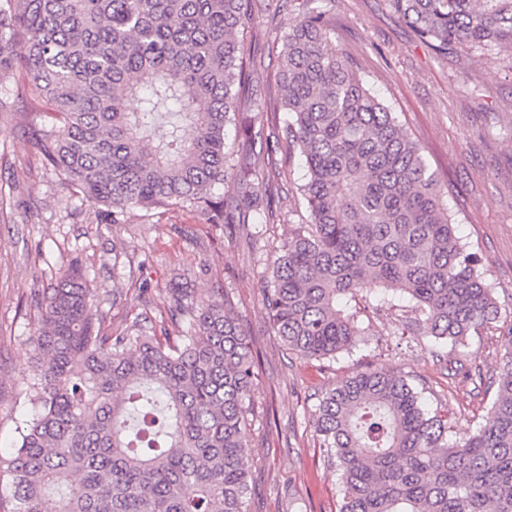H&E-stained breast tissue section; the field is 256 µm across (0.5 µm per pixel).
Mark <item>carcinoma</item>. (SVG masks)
<instances>
[{
  "mask_svg": "<svg viewBox=\"0 0 512 512\" xmlns=\"http://www.w3.org/2000/svg\"><path fill=\"white\" fill-rule=\"evenodd\" d=\"M278 2L0 0V109L53 111L31 127L45 169L114 224L167 205L215 225L268 224L258 174L299 153L309 223L274 248L275 335L334 359L363 334L347 301L377 288L407 296L408 329L448 356L498 319L482 260L455 235L422 147L332 46L314 0H295L276 56L283 118L268 129L241 111L259 81L247 31ZM387 2L440 55L512 52V0ZM165 294V317L104 333L80 265L34 291L32 411L0 455L10 512H248L259 372L247 334L219 293L185 280ZM423 393L370 368L321 396L315 432L340 474L339 512H512V350L462 441Z\"/></svg>",
  "mask_w": 512,
  "mask_h": 512,
  "instance_id": "1",
  "label": "carcinoma"
}]
</instances>
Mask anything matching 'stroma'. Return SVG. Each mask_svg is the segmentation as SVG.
<instances>
[{
  "instance_id": "stroma-1",
  "label": "stroma",
  "mask_w": 512,
  "mask_h": 512,
  "mask_svg": "<svg viewBox=\"0 0 512 512\" xmlns=\"http://www.w3.org/2000/svg\"><path fill=\"white\" fill-rule=\"evenodd\" d=\"M315 5L331 18L337 51L423 147L457 236L483 260L500 316L469 336L461 359L480 370L482 383L450 376L428 339L406 330L401 308L376 311L369 296L357 302L364 336L336 359L297 357L275 336L263 294L274 247L307 220L296 195L305 174L299 155L283 157L278 166L268 224L227 236L177 206L137 210L113 224L45 171L27 134L39 113L6 109L0 111V188L13 194L10 217L0 221L1 452L15 447L16 423L30 408L37 317L31 292L49 287L72 260L94 289L107 330L141 312L140 287L152 295L153 313L163 311L162 289L178 278H188L200 294L223 289L234 303L260 378L249 512H337L338 475L314 431V412L326 389L354 373L404 372L424 382L429 408L448 409L454 436L475 432L496 393L488 379L512 348V55L435 54L386 0ZM116 288L127 292V305L113 306Z\"/></svg>"
}]
</instances>
